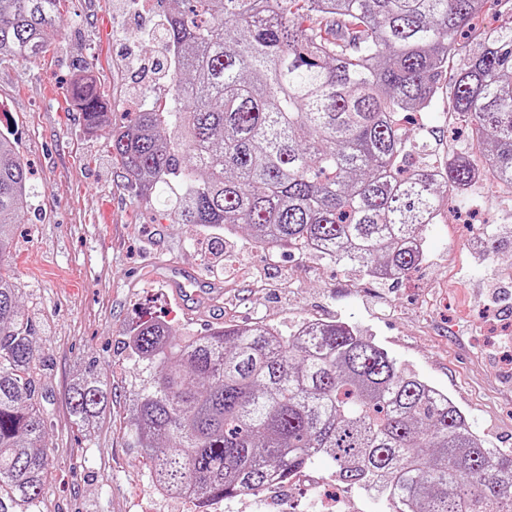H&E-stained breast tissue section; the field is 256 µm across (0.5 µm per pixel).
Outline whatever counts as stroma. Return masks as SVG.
<instances>
[{"label": "stroma", "instance_id": "1", "mask_svg": "<svg viewBox=\"0 0 512 512\" xmlns=\"http://www.w3.org/2000/svg\"><path fill=\"white\" fill-rule=\"evenodd\" d=\"M161 0H63L64 23L45 54L0 63V133L16 142L35 191L14 226L12 268L20 307L37 329L38 384L47 421L48 475L38 512H198L161 496L131 437L130 393L140 367L129 347L145 321L176 336L259 323L291 332L305 320L346 321L405 367L448 393L473 429L512 448V334L485 335L494 315L512 325V251L487 255L485 238L512 225V205L476 185L478 209L446 202L424 232L427 257L401 279L358 270L281 246L256 247L246 230L207 252L210 231L165 219L139 196L103 137L85 131L68 89L91 69L111 105L113 126L129 124L165 82L134 71L130 54L169 64L150 28ZM452 119L443 108L405 123V136L444 153ZM95 366L112 403L91 427L77 426L68 389Z\"/></svg>", "mask_w": 512, "mask_h": 512}]
</instances>
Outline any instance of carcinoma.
Here are the masks:
<instances>
[{"mask_svg": "<svg viewBox=\"0 0 512 512\" xmlns=\"http://www.w3.org/2000/svg\"><path fill=\"white\" fill-rule=\"evenodd\" d=\"M155 38L174 52L168 97L113 128L112 158L174 224L211 227V249L245 227L374 278L421 264L442 195L482 182L512 199V0H169ZM59 0H0V59L45 53ZM469 35L463 57L457 35ZM72 99L110 126L89 75ZM447 101L469 143L450 164L402 134L406 112ZM29 171L0 135V512H36L46 421L35 327L6 259ZM130 348L142 374L133 436L154 484L200 512L282 485L323 457L336 483L388 512H512V451L490 446L448 394L406 371L358 327L310 321L175 338L146 322ZM112 393L90 366L70 387L90 425Z\"/></svg>", "mask_w": 512, "mask_h": 512, "instance_id": "carcinoma-1", "label": "carcinoma"}]
</instances>
